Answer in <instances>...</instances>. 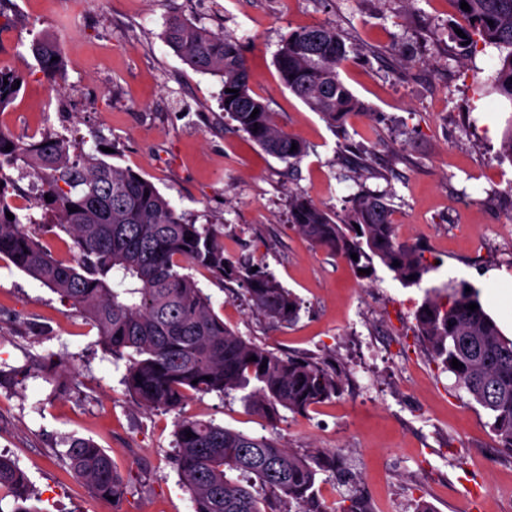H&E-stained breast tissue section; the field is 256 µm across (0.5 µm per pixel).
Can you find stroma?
Instances as JSON below:
<instances>
[{
    "label": "stroma",
    "mask_w": 512,
    "mask_h": 512,
    "mask_svg": "<svg viewBox=\"0 0 512 512\" xmlns=\"http://www.w3.org/2000/svg\"><path fill=\"white\" fill-rule=\"evenodd\" d=\"M6 15L0 65L24 80L0 127L25 139L96 137L106 161L150 179L189 220L221 225L229 257L274 274L301 305L296 320L277 324L239 284L193 270L225 325L343 380L330 400L303 415L281 410L274 424L237 393L195 394L178 412L142 408L95 329L0 260V369L28 355L62 357L49 380L0 387V454L26 473L38 507L100 506L53 454L74 435L93 439L131 481L105 512H191L173 464L184 416L300 455H335L337 469L320 472L315 486L328 512H351L364 498L370 512H512V451L433 359L415 321L428 289L465 282L512 339V311L491 295L512 284V161L499 153L512 108L489 92L498 50L462 42L468 25L452 0H83L75 12L65 0H11ZM173 15L241 43L254 93L307 146L299 162L266 153L225 118L220 78L192 70L165 42ZM315 24L343 36L340 78L366 105L338 128L281 85L274 64L283 36ZM41 34L60 43L64 88L29 51ZM354 146L366 150L365 168L346 164ZM362 190L385 194L403 226L398 241L422 247L432 263L420 284L404 285L379 263L360 273L288 222L292 196L341 217Z\"/></svg>",
    "instance_id": "obj_1"
}]
</instances>
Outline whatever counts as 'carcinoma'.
<instances>
[{
    "label": "carcinoma",
    "instance_id": "obj_1",
    "mask_svg": "<svg viewBox=\"0 0 512 512\" xmlns=\"http://www.w3.org/2000/svg\"><path fill=\"white\" fill-rule=\"evenodd\" d=\"M463 1L470 10L460 13L471 34L507 49L499 55L492 90L512 104V0H452L458 6ZM164 39L194 71L220 77L225 89L221 109L239 129L268 154L300 161L304 144L280 128L268 104L253 93L238 41L180 17L167 20ZM30 51L45 77L65 79L66 61L52 37L34 38ZM347 57L336 28L312 25L282 38L275 65L280 83L336 126L365 110L339 77ZM19 79L17 71L0 66V109L15 99ZM255 109L259 113L253 118ZM84 144L52 135L26 140L0 128V259L40 281L87 319L104 349L125 361L123 382L140 404L171 411L193 392H241L249 408L273 424L281 408L304 414L339 393L338 377L325 367L282 357L232 332L186 270L200 267L220 280L237 282L252 305L276 323L295 320L300 310L288 289L270 273L234 264L217 225L191 222L152 181L101 159ZM14 170L36 175L49 224L69 235L76 255L53 257L19 216L7 219L6 212L12 211L7 194L18 190ZM387 211L381 196L360 193L338 222L327 209L297 195L289 200L288 223L319 247L347 258L355 253L369 264L376 258L403 284L414 285L433 266L423 263L416 249L396 241ZM471 303L478 309H467ZM415 320L434 359L487 412L502 447L512 448V340L503 338L480 305L478 291L464 284L435 288ZM454 358L462 367L451 366ZM41 377L42 362L32 357L21 367L0 369V385L24 388L28 379ZM174 448L192 512H285L282 505L292 503L296 512H328L315 485L318 470L334 466L329 454L308 459L272 439L189 417L176 423ZM54 453L96 498L112 496L117 503L128 493L129 480L93 440L72 437ZM252 478L273 497L259 501L246 485ZM8 496L14 501L12 512H40L27 505L35 493L25 473L0 454V501Z\"/></svg>",
    "mask_w": 512,
    "mask_h": 512
}]
</instances>
